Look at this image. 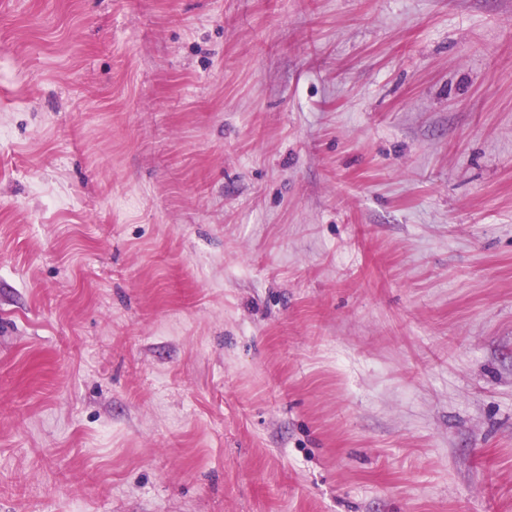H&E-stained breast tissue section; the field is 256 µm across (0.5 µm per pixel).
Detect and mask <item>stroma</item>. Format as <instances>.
Wrapping results in <instances>:
<instances>
[{
	"instance_id": "1",
	"label": "stroma",
	"mask_w": 512,
	"mask_h": 512,
	"mask_svg": "<svg viewBox=\"0 0 512 512\" xmlns=\"http://www.w3.org/2000/svg\"><path fill=\"white\" fill-rule=\"evenodd\" d=\"M0 512H512V0H0Z\"/></svg>"
}]
</instances>
